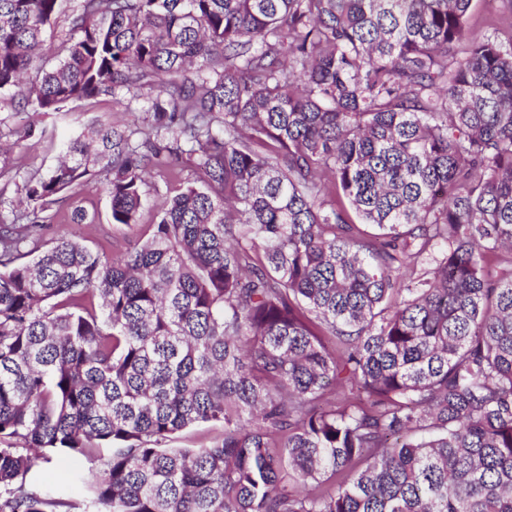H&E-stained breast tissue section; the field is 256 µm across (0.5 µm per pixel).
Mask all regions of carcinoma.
Returning a JSON list of instances; mask_svg holds the SVG:
<instances>
[{
	"instance_id": "carcinoma-1",
	"label": "carcinoma",
	"mask_w": 512,
	"mask_h": 512,
	"mask_svg": "<svg viewBox=\"0 0 512 512\" xmlns=\"http://www.w3.org/2000/svg\"><path fill=\"white\" fill-rule=\"evenodd\" d=\"M472 2L0 0V92L150 117L41 130L0 217V512L81 509L52 458L95 512H512V42ZM187 161L121 257L42 240ZM223 436V427L213 423H201L183 431L179 435L178 445L182 447H199L209 445ZM76 468L87 470V465L78 461L73 463L70 469H66L59 466L55 461L44 463L36 472V485L41 490H65L72 499L80 500L83 498L84 492L74 483L73 470Z\"/></svg>"
}]
</instances>
